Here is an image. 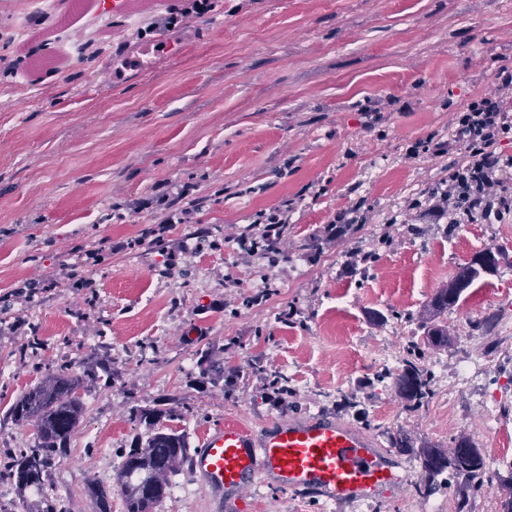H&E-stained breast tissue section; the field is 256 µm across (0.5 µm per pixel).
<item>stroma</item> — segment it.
Returning <instances> with one entry per match:
<instances>
[{
  "mask_svg": "<svg viewBox=\"0 0 512 512\" xmlns=\"http://www.w3.org/2000/svg\"><path fill=\"white\" fill-rule=\"evenodd\" d=\"M67 2L15 40L18 0H0V89L10 91L0 99V452L33 442L9 414L22 393L57 363L92 362L86 415L49 479L58 512H95L91 483L123 512L120 451L154 425L194 449L213 425L259 431L288 416L370 435L416 481L418 459L389 448L388 431L443 449L466 436L495 475L469 492L467 512H500L498 478L512 472V213L451 225L409 204L463 161L448 109L512 60V0H213L203 15L177 0L125 31L112 0H88L73 17ZM159 33L181 50L112 85L113 44ZM79 38L88 47L75 56ZM57 58L60 69L28 74L30 60ZM363 104L379 110L374 126ZM429 139L444 151L415 153ZM185 187L197 203L189 223L146 239L183 207ZM289 200L279 263L242 253L233 234ZM355 204L362 223L329 238V222ZM497 247L506 264L449 309L447 350L426 353L441 365L435 379L457 378L474 358L482 375L409 410L382 367L418 340L432 295ZM91 252L93 285L74 287ZM364 253L373 262L346 273ZM19 288L30 296L15 297ZM488 313L500 318L490 334L477 328ZM269 372L287 381L281 401ZM175 402L184 415H169ZM136 406L157 424L131 422ZM171 484L157 512H219L191 467ZM247 498L249 512H456L458 488L452 477L423 499L406 482L331 502L270 485Z\"/></svg>",
  "mask_w": 512,
  "mask_h": 512,
  "instance_id": "obj_1",
  "label": "stroma"
}]
</instances>
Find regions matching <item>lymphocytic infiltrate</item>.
<instances>
[{"label":"lymphocytic infiltrate","instance_id":"obj_1","mask_svg":"<svg viewBox=\"0 0 512 512\" xmlns=\"http://www.w3.org/2000/svg\"><path fill=\"white\" fill-rule=\"evenodd\" d=\"M512 93V64L503 63L495 71L488 93L454 109L451 125L465 153L463 163L448 169V179L433 190L429 203L413 201L424 220L447 218L449 223L480 220L498 223L512 212V183L505 173L512 168V157L497 151L502 141L512 138V112L505 107ZM290 205L259 213L254 224L238 233L239 247L251 254H266L281 244L288 224Z\"/></svg>","mask_w":512,"mask_h":512}]
</instances>
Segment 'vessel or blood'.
<instances>
[{
  "label": "vessel or blood",
  "mask_w": 512,
  "mask_h": 512,
  "mask_svg": "<svg viewBox=\"0 0 512 512\" xmlns=\"http://www.w3.org/2000/svg\"><path fill=\"white\" fill-rule=\"evenodd\" d=\"M157 2L112 0V13L127 22L150 12ZM173 49L172 41L159 36L113 56V82L129 71L153 69ZM193 469L224 512H243L241 493L258 485L312 490L336 501L374 498L403 482L399 466L375 448L369 435L320 416L275 420L261 435L235 424L217 426L197 448Z\"/></svg>",
  "instance_id": "obj_1"
}]
</instances>
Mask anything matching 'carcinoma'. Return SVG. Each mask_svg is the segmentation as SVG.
<instances>
[{
  "label": "carcinoma",
  "instance_id": "cac0c4a2",
  "mask_svg": "<svg viewBox=\"0 0 512 512\" xmlns=\"http://www.w3.org/2000/svg\"><path fill=\"white\" fill-rule=\"evenodd\" d=\"M504 251H487L480 259L460 267L448 286L436 291L421 316L422 336L407 347L401 366L392 379L399 394L412 409L422 407L432 393V373L424 366V350L448 347V310L456 306L468 288L484 274L497 272ZM95 373L80 370L64 362L47 371L42 379L10 408V414L33 427L34 444L14 448L4 454L7 469L0 470L18 491L44 493L52 467L69 456L71 437L82 421L86 406L79 393L86 380ZM463 453H448L441 448L423 445L418 449L420 465L426 478L416 486L420 497L433 494L438 477L449 473L464 480L467 487L479 489L490 479L484 454L467 439L456 440ZM191 453L183 433L169 429L148 434L122 455L117 482L126 512H156L169 490V475L178 466L190 464Z\"/></svg>",
  "mask_w": 512,
  "mask_h": 512
}]
</instances>
